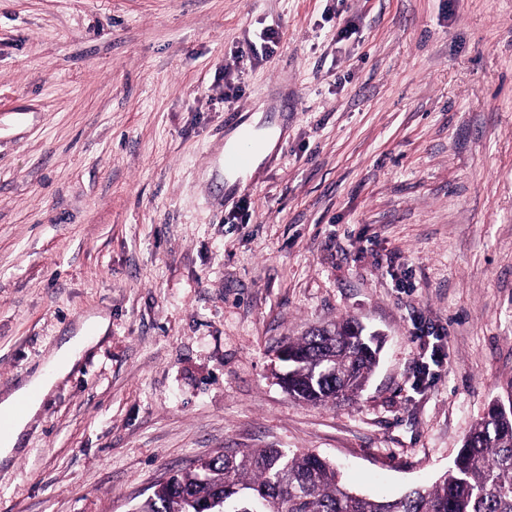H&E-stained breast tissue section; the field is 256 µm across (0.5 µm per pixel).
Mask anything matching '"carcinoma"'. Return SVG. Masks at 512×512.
<instances>
[{"instance_id": "carcinoma-1", "label": "carcinoma", "mask_w": 512, "mask_h": 512, "mask_svg": "<svg viewBox=\"0 0 512 512\" xmlns=\"http://www.w3.org/2000/svg\"><path fill=\"white\" fill-rule=\"evenodd\" d=\"M286 349L292 360L279 380L288 394L326 405L364 391L381 346L359 323L342 319L308 331ZM208 500L216 512H512V389L493 400L432 486L396 499L347 488L336 467L313 452L247 448L167 477L136 512H196Z\"/></svg>"}]
</instances>
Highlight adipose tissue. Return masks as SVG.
Segmentation results:
<instances>
[{
	"label": "adipose tissue",
	"instance_id": "obj_1",
	"mask_svg": "<svg viewBox=\"0 0 512 512\" xmlns=\"http://www.w3.org/2000/svg\"><path fill=\"white\" fill-rule=\"evenodd\" d=\"M93 336L103 335L108 327L104 317L95 316L90 320ZM93 336L78 332L70 337L56 351L50 361L51 375L35 374L25 380L15 391L0 399V412L13 413L11 425L0 432V464H8L18 453V441L30 419L38 412L43 397L47 394L55 379L64 377L80 359L82 352L92 343ZM26 399V409L21 414H14L13 407L18 399Z\"/></svg>",
	"mask_w": 512,
	"mask_h": 512
}]
</instances>
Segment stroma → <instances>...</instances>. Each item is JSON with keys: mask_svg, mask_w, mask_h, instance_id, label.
<instances>
[{"mask_svg": "<svg viewBox=\"0 0 512 512\" xmlns=\"http://www.w3.org/2000/svg\"><path fill=\"white\" fill-rule=\"evenodd\" d=\"M96 315L0 512H133L239 448L432 484L512 385V0H0V399ZM346 318L366 389L291 397L279 348ZM261 137L262 138L259 139V149L258 141L251 139L249 136H245L244 143L241 147L233 151H224V168L249 171L252 168V164L258 165L274 150L278 132L273 129L267 130Z\"/></svg>", "mask_w": 512, "mask_h": 512, "instance_id": "1", "label": "stroma"}]
</instances>
